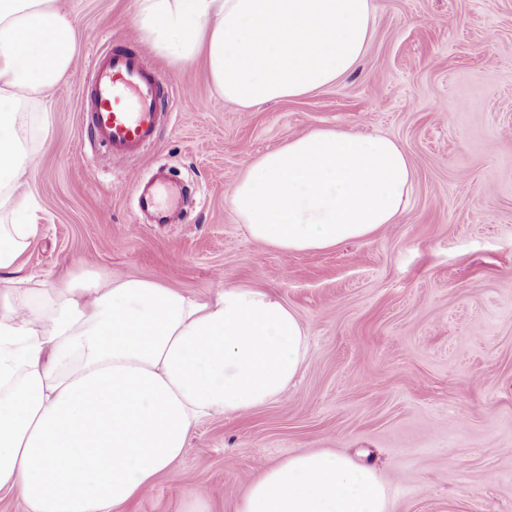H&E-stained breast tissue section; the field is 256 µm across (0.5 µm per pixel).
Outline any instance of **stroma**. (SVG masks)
Returning <instances> with one entry per match:
<instances>
[{
	"instance_id": "stroma-1",
	"label": "stroma",
	"mask_w": 512,
	"mask_h": 512,
	"mask_svg": "<svg viewBox=\"0 0 512 512\" xmlns=\"http://www.w3.org/2000/svg\"><path fill=\"white\" fill-rule=\"evenodd\" d=\"M78 50L27 119L28 190L42 226L20 273L155 278L204 297L274 292L309 326L296 382L239 417L202 420L176 473L122 512H235L261 467L302 450L374 465L390 512H512V0H375V31L339 83L248 112L212 90L202 62L151 65L195 104L123 165L86 148L80 85L92 52L144 39L136 0H61ZM315 128L384 134L415 180L398 223L335 248L257 244L232 189L258 155ZM166 166L196 200L181 223L144 224L134 188Z\"/></svg>"
}]
</instances>
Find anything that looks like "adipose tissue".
Listing matches in <instances>:
<instances>
[{
  "mask_svg": "<svg viewBox=\"0 0 512 512\" xmlns=\"http://www.w3.org/2000/svg\"><path fill=\"white\" fill-rule=\"evenodd\" d=\"M374 23V0H137L136 11L157 55L204 59L214 92L245 111L347 76ZM76 52L59 0H0V492L24 512H119L176 470L201 418L278 399L309 337L257 288L201 299L145 278L19 276L41 226L25 190L37 158L17 126ZM413 180L394 139L315 129L257 156L231 204L254 241L321 251L396 223ZM236 512H389V490L373 469L300 451L263 467Z\"/></svg>",
  "mask_w": 512,
  "mask_h": 512,
  "instance_id": "adipose-tissue-1",
  "label": "adipose tissue"
}]
</instances>
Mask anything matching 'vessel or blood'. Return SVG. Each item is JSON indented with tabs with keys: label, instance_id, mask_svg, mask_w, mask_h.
Here are the masks:
<instances>
[{
	"label": "vessel or blood",
	"instance_id": "1",
	"mask_svg": "<svg viewBox=\"0 0 512 512\" xmlns=\"http://www.w3.org/2000/svg\"><path fill=\"white\" fill-rule=\"evenodd\" d=\"M82 119L91 140L105 146L120 165L154 144L173 118L175 107L190 104V97L175 100L165 79L148 63L144 50L115 41L98 50L81 89ZM137 208L153 223H171L185 203L180 188L166 177L137 185Z\"/></svg>",
	"mask_w": 512,
	"mask_h": 512
}]
</instances>
